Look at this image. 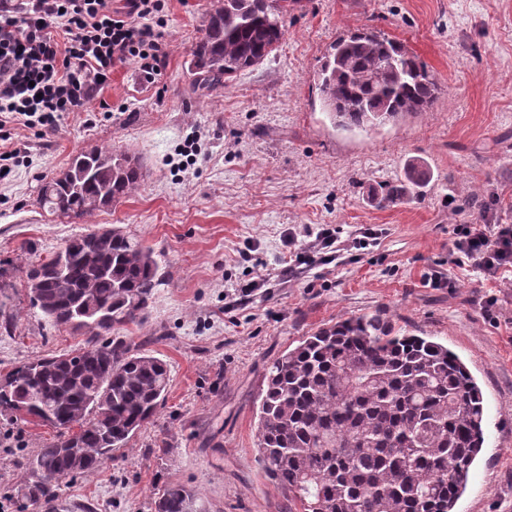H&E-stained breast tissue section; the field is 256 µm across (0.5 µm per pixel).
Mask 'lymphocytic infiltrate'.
<instances>
[{
    "instance_id": "obj_1",
    "label": "lymphocytic infiltrate",
    "mask_w": 512,
    "mask_h": 512,
    "mask_svg": "<svg viewBox=\"0 0 512 512\" xmlns=\"http://www.w3.org/2000/svg\"><path fill=\"white\" fill-rule=\"evenodd\" d=\"M164 0H0V130L39 131L83 111L114 67L133 63L146 81L167 65ZM453 262L496 282L512 272V224L458 225Z\"/></svg>"
}]
</instances>
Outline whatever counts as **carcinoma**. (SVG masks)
I'll list each match as a JSON object with an SVG mask.
<instances>
[{
    "label": "carcinoma",
    "mask_w": 512,
    "mask_h": 512,
    "mask_svg": "<svg viewBox=\"0 0 512 512\" xmlns=\"http://www.w3.org/2000/svg\"><path fill=\"white\" fill-rule=\"evenodd\" d=\"M299 0H212L190 49L191 91L224 87L262 64L284 37ZM337 126L374 131L424 112L438 83L401 41L376 31L342 36L317 72ZM138 158L111 147L77 154L41 184L49 213L86 221L144 182ZM416 158L397 184L373 194L381 206L422 187ZM154 252L121 227L94 228L26 270L31 305L55 328L85 336L80 347L0 375V416L58 429L28 461L26 497L44 512H70L67 477L91 474L162 405L168 364L112 330L141 321L161 285ZM257 452L286 494L288 512H453L484 443V399L448 347L394 332L382 314L351 317L304 337L264 377ZM154 512H197V498L170 484Z\"/></svg>",
    "instance_id": "obj_1"
}]
</instances>
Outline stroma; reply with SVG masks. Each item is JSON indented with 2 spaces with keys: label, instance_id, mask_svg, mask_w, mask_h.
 <instances>
[{
  "label": "stroma",
  "instance_id": "35a3bbf8",
  "mask_svg": "<svg viewBox=\"0 0 512 512\" xmlns=\"http://www.w3.org/2000/svg\"><path fill=\"white\" fill-rule=\"evenodd\" d=\"M211 0H166L168 65L154 83L115 67L86 111L41 134L13 127L25 164L0 178V375L83 342L30 304L24 267L89 225L136 233L162 283L140 325L120 328L170 369L164 403L110 461L66 478L60 495L94 512H154L169 484L204 512H285L257 457L267 367L337 321L385 310L396 329L428 336L468 366L485 402V444L454 512H512V274L495 283L453 264L452 230L477 218L472 195L512 223V0H301L259 66L191 94L188 54ZM369 26L404 41L443 91L428 111L369 133L328 118L317 81L338 37ZM135 153L141 189L91 223L37 203L43 179L94 147ZM429 183L378 209L369 189L400 179L408 159ZM338 230L333 249L290 263L308 228ZM451 277L434 287L432 276ZM497 295L494 316L483 299ZM56 429L0 419V512H35L25 460Z\"/></svg>",
  "mask_w": 512,
  "mask_h": 512
}]
</instances>
